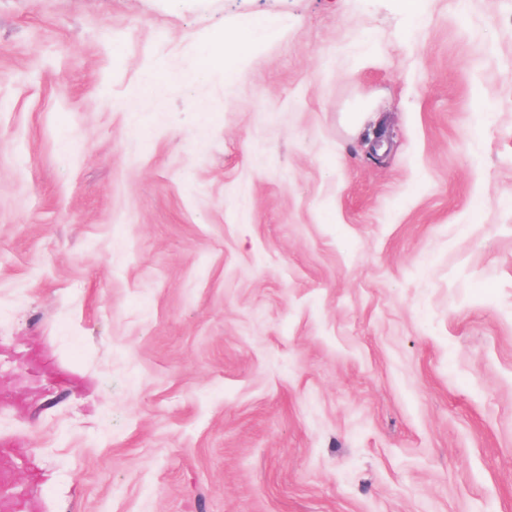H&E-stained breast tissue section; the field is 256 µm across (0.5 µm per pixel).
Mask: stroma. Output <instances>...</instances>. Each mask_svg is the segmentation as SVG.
<instances>
[{
	"instance_id": "1",
	"label": "stroma",
	"mask_w": 512,
	"mask_h": 512,
	"mask_svg": "<svg viewBox=\"0 0 512 512\" xmlns=\"http://www.w3.org/2000/svg\"><path fill=\"white\" fill-rule=\"evenodd\" d=\"M2 445L31 512H512V0H0ZM243 32L244 34L228 33L223 35L215 45L199 56L194 69L183 80L188 81L207 76L213 70L223 66L221 61L222 48L225 52L237 51L240 47H245L255 35V29L252 25L243 26ZM236 38L238 42L235 40Z\"/></svg>"
}]
</instances>
